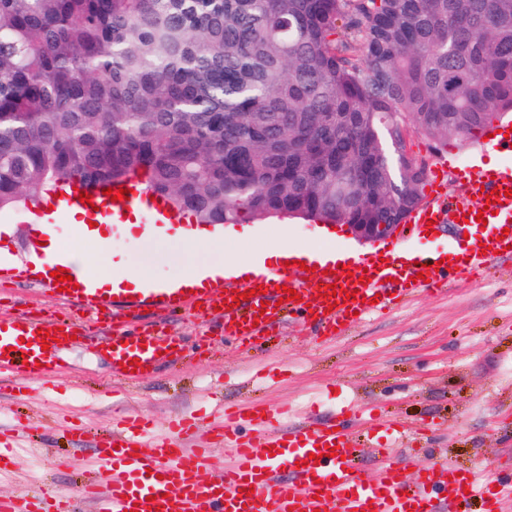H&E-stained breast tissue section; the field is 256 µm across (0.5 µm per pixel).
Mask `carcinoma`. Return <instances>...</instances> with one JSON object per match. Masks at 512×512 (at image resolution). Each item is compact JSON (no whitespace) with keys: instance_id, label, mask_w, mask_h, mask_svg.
Listing matches in <instances>:
<instances>
[{"instance_id":"obj_1","label":"carcinoma","mask_w":512,"mask_h":512,"mask_svg":"<svg viewBox=\"0 0 512 512\" xmlns=\"http://www.w3.org/2000/svg\"><path fill=\"white\" fill-rule=\"evenodd\" d=\"M512 112V0H0V211L142 173L199 224H400Z\"/></svg>"}]
</instances>
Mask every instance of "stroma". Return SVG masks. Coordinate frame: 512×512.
<instances>
[{"label": "stroma", "mask_w": 512, "mask_h": 512, "mask_svg": "<svg viewBox=\"0 0 512 512\" xmlns=\"http://www.w3.org/2000/svg\"><path fill=\"white\" fill-rule=\"evenodd\" d=\"M480 146V139L471 138L443 148L422 135L408 144L428 164L447 163L448 194L455 198L463 190L455 167L476 159ZM29 213L23 205L0 212V225L13 229L0 237V256L16 270L14 278L0 280V317L68 319V310L50 303L48 281L36 283L25 275L40 240ZM323 229V223L298 218H245L235 224L236 236L227 247L251 255L285 238L297 247L325 242L364 251L345 231L327 237ZM109 236L102 250L108 256L104 272L116 275L124 263L137 262L148 264L156 280L180 277L184 256L175 241L121 224ZM54 240L91 261L102 252L79 241L68 219L55 222ZM381 245L441 253L467 248L468 240L460 226L441 224L416 236L398 229ZM156 320L172 335L206 336L210 345L126 387L113 384L112 360L96 325L88 323L82 336L58 351L54 378L22 391L17 377L0 375V428L18 432L17 466L0 474V496L77 498L94 463L99 432L124 413L152 417L162 435L172 415L195 411L209 420L224 404L253 399L288 405L287 427L328 421L349 407V425L362 450L359 465L367 476L376 473L371 448L386 438L368 419L375 412L422 426L418 461L441 456L466 470L489 466L512 477V259L447 291L415 294L328 343L294 313L250 347L224 342L212 319L195 312L160 314ZM66 419L83 425L85 435L64 434Z\"/></svg>", "instance_id": "obj_1"}]
</instances>
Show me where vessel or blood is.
<instances>
[{"instance_id": "b4317fda", "label": "vessel or blood", "mask_w": 512, "mask_h": 512, "mask_svg": "<svg viewBox=\"0 0 512 512\" xmlns=\"http://www.w3.org/2000/svg\"><path fill=\"white\" fill-rule=\"evenodd\" d=\"M465 199L448 201L441 175L431 173L423 188L424 201L405 221L421 228L427 223H464L475 220L486 204L485 194L497 191L494 212L487 217L484 245L453 268H432L431 257L422 265H404L397 257L383 262L370 256L349 259L334 273L315 272L312 280L300 274L263 267L244 284L220 277L216 285L188 291L185 288H116L112 292L68 289L52 292L55 301H72L91 313L112 311L113 324L105 338L111 347L115 372L138 361V376L160 364L181 357L180 338L160 328L137 329L132 319L141 308L155 306L175 313L205 301L207 313L223 303L225 337L243 345L262 339L280 324L285 311L312 321L318 335L336 339L356 316L399 305L417 288L433 287L480 275L498 256L512 259V167L492 170L460 168ZM140 176L123 183L130 196L111 200L101 187L90 188L93 204L104 205L113 223L138 210L150 228L175 224L182 217L163 198L139 192ZM264 293H257V286ZM296 290L294 300H282L280 286ZM248 299L237 302L239 294ZM76 322L62 326L32 317L0 318V374L10 372L24 383L50 379L53 351L43 350L42 331L57 338L74 334ZM280 411L260 402L226 408L208 430L194 417L181 416L170 424L164 437L148 438L149 424L135 415L126 416L116 431L100 440L98 469L87 481L79 500L62 498L0 497V512H77L88 502L93 512H467L472 498H480L483 512H506L512 506V480L489 473L461 471L445 459L420 465L408 477L412 450L389 446L376 449L379 463L375 476H364L360 450L347 427L335 421L309 422L280 428ZM224 452L229 458L220 471L209 469L211 457ZM320 452L319 462L309 460Z\"/></svg>"}]
</instances>
